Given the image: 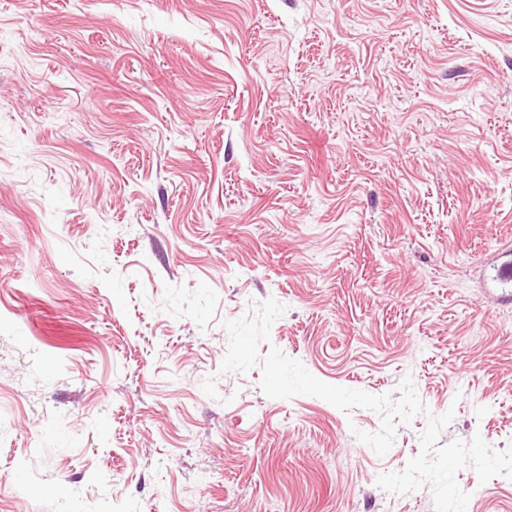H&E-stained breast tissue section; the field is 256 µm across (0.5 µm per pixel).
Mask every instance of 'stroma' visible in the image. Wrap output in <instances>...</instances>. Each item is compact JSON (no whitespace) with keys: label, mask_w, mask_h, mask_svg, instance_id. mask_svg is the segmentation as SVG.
I'll return each instance as SVG.
<instances>
[{"label":"stroma","mask_w":512,"mask_h":512,"mask_svg":"<svg viewBox=\"0 0 512 512\" xmlns=\"http://www.w3.org/2000/svg\"><path fill=\"white\" fill-rule=\"evenodd\" d=\"M512 0H0V512H435L512 447ZM320 380L273 399L226 322ZM467 512L512 478L457 475Z\"/></svg>","instance_id":"1"}]
</instances>
